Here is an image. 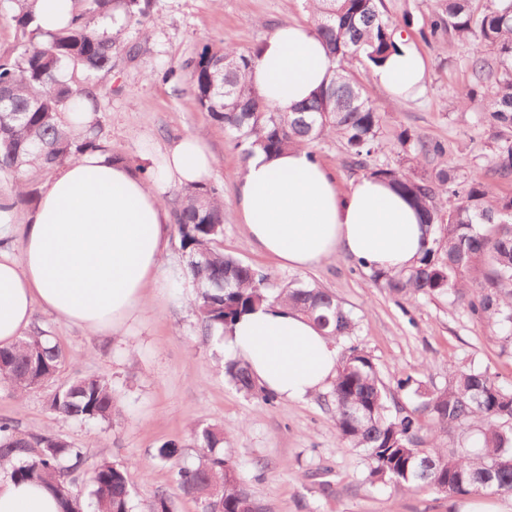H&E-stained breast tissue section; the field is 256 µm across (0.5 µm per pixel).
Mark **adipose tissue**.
<instances>
[{
  "label": "adipose tissue",
  "mask_w": 512,
  "mask_h": 512,
  "mask_svg": "<svg viewBox=\"0 0 512 512\" xmlns=\"http://www.w3.org/2000/svg\"><path fill=\"white\" fill-rule=\"evenodd\" d=\"M257 51L247 79L281 111L326 80V51L311 24L284 23ZM370 78L395 99L414 98L425 87L427 63L402 43ZM215 162L206 137L190 133L167 148L159 177L198 182ZM234 211L257 250L295 269L340 256L376 270H407L428 235L418 209L391 183L363 177L341 190L334 173L302 147L255 151L237 178ZM169 221L156 187L129 165L96 151L60 167L26 223L0 225V235L20 237L18 253L0 252V347L30 332L38 306L90 332L119 329L149 303ZM224 345L261 385L289 400L321 388L339 362L324 329L279 305L243 315ZM0 512H59V504L48 486L0 478Z\"/></svg>",
  "instance_id": "adipose-tissue-1"
}]
</instances>
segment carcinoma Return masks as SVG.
I'll use <instances>...</instances> for the list:
<instances>
[{
	"label": "carcinoma",
	"mask_w": 512,
	"mask_h": 512,
	"mask_svg": "<svg viewBox=\"0 0 512 512\" xmlns=\"http://www.w3.org/2000/svg\"><path fill=\"white\" fill-rule=\"evenodd\" d=\"M36 0H15L13 16L20 51L0 58V170L33 167L50 171L87 152L100 149L89 128L77 137L63 122L67 112L86 105L96 110L98 81L112 72L113 51L127 24L151 20L153 0H73L75 13L55 31L36 21ZM312 22L326 43L328 81L291 112L267 103L247 82L256 51L204 46L191 61L188 86L198 108L222 125L242 148L271 154L292 147L313 149L328 134L343 141L352 162L384 179L408 196L423 216L429 239L417 265L408 271L377 272L396 300L448 296L465 304L469 315L512 346V195H498L480 176L459 180L448 167L422 176L400 169L371 166L380 115L351 69L355 60L381 63L396 48L399 27L409 15L393 19L384 0H308ZM121 17L125 24L109 35L102 22ZM421 40L464 41L470 74L459 94L464 107H481L489 126L512 129V0H437ZM392 149L405 154H440L443 146L405 130ZM492 171L512 178V138L496 146ZM454 202L441 212L437 199ZM186 274L197 285L194 307L209 335H222L244 313L275 303L306 315L336 337L354 335L356 323L330 292L309 285L273 295L268 274L224 253V199L205 184H189L179 194L174 213ZM64 361L59 347L36 334L11 349H0V382L22 393L57 373ZM230 380L245 392L255 390L248 365L230 360ZM416 405L396 407L390 388L372 359L351 345L343 353L330 392L328 410L340 439L363 451L367 478L402 491L446 496L494 490L512 495V386L489 369L458 367L448 383L433 390L416 387ZM55 414L84 421L109 422L116 410L112 385L100 377H79L56 390L49 402ZM478 428L479 447L460 443L444 448L428 441L437 432L462 437ZM196 462H182L181 445L172 440L156 449L169 466L172 481L193 497L199 512H239L248 501L253 512H270L251 492L237 466L219 451L224 430L209 425L194 433ZM84 449L44 432L23 434L14 421L0 418V469L20 482L53 490L60 512H83L81 491L71 476L83 470ZM93 512H134L125 470L102 462L91 472ZM150 512H175L168 490L154 493Z\"/></svg>",
	"instance_id": "carcinoma-1"
}]
</instances>
